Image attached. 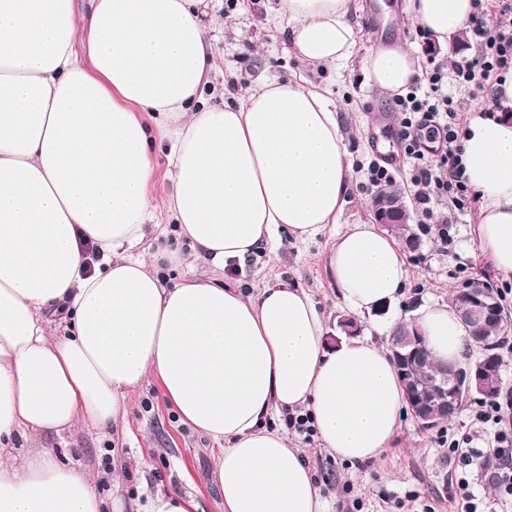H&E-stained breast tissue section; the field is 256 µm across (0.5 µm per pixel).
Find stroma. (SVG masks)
I'll list each match as a JSON object with an SVG mask.
<instances>
[{
  "label": "stroma",
  "mask_w": 512,
  "mask_h": 512,
  "mask_svg": "<svg viewBox=\"0 0 512 512\" xmlns=\"http://www.w3.org/2000/svg\"><path fill=\"white\" fill-rule=\"evenodd\" d=\"M357 2V46L340 68L308 67L299 61L286 31L274 21L279 0H205L203 17L218 65L210 75L207 95L221 97L229 74L236 75L241 91L275 76L304 81L337 105L354 180L341 213L329 227L333 233L351 224L372 223L369 167L379 154L400 158L402 153L391 134L398 119L391 97L364 78L362 59L368 49L381 42H401L416 52L425 70L432 61L451 67L477 52L469 39L435 43L406 15L383 12V0ZM479 210L476 202L461 210L435 206V219L447 224L452 241L443 243L433 229L422 234L419 250L406 252L409 279L399 309L406 312L428 302L451 301L468 282L479 280L498 295L503 334L512 337V278L500 274L477 246ZM326 250V237L302 244L284 232L275 254L258 252L224 276L247 291L278 283L304 288L324 313L327 340L332 343L344 311L326 274ZM483 403L481 395L469 393L452 421L431 430L422 429L411 413H403L390 448L378 461L361 465L337 460L316 439L295 431L290 437L317 476L327 512H457V471L446 442L480 431L473 414ZM51 445L62 460L95 479L104 499L121 495L126 512H135L138 496L167 489L192 494L199 512H224V497L213 477L210 441L179 422L154 377H147L131 396L125 422L116 430L103 434L78 429Z\"/></svg>",
  "instance_id": "stroma-1"
}]
</instances>
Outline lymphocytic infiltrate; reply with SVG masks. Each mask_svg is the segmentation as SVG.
Returning <instances> with one entry per match:
<instances>
[{"label":"lymphocytic infiltrate","mask_w":512,"mask_h":512,"mask_svg":"<svg viewBox=\"0 0 512 512\" xmlns=\"http://www.w3.org/2000/svg\"><path fill=\"white\" fill-rule=\"evenodd\" d=\"M469 31L478 48L475 58L457 62L450 72L439 65L426 71L429 90L424 96L412 92L392 99L400 113L397 135L410 164L414 200L428 221L434 218L433 203L463 204L468 190L461 166L463 131L451 109L449 78H456L470 93H484L493 75L512 67V26L489 23L480 9ZM475 418L494 426L495 434L490 443L483 435L470 433L449 446L461 469V512H485L484 500L475 494L473 484L492 456L498 461L492 481L499 490L500 512H512V388L476 412Z\"/></svg>","instance_id":"1"}]
</instances>
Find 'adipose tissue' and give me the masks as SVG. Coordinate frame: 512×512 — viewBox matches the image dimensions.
I'll use <instances>...</instances> for the list:
<instances>
[{"instance_id": "adipose-tissue-1", "label": "adipose tissue", "mask_w": 512, "mask_h": 512, "mask_svg": "<svg viewBox=\"0 0 512 512\" xmlns=\"http://www.w3.org/2000/svg\"><path fill=\"white\" fill-rule=\"evenodd\" d=\"M202 0H0V512H103L88 475L54 448L18 440L78 427L106 432L154 377L180 421L214 444L224 512H325L300 448L271 415L307 413L321 445L352 465L381 458L406 407L386 346L325 341L312 297L253 293L216 277L335 223L352 180L339 114L322 92L264 79L236 101L204 96L216 62ZM353 0H280L304 63L355 52ZM437 38L468 28L473 0H406ZM367 83L386 94L420 73L398 42L371 47ZM501 111L468 116L467 185L481 200L478 247L512 276V70ZM165 143L166 209L188 251L154 249L151 146ZM196 265L167 285L164 267ZM327 276L363 316L403 295L393 235L356 224L334 236ZM415 323L437 363L464 360L455 309L426 303Z\"/></svg>"}]
</instances>
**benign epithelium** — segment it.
Wrapping results in <instances>:
<instances>
[{"label":"benign epithelium","mask_w":512,"mask_h":512,"mask_svg":"<svg viewBox=\"0 0 512 512\" xmlns=\"http://www.w3.org/2000/svg\"><path fill=\"white\" fill-rule=\"evenodd\" d=\"M370 208L379 228L391 232L405 227L407 209L396 190L380 188L374 191ZM455 306L470 339L478 343L484 340L487 332L502 324L497 302L489 297L483 282L461 289L456 294ZM422 348L423 340L410 322L397 326L390 336L391 359L402 380L408 409L420 426L433 429L456 414L461 387L490 397L498 381L492 355L482 353L466 371L422 360Z\"/></svg>","instance_id":"obj_1"}]
</instances>
